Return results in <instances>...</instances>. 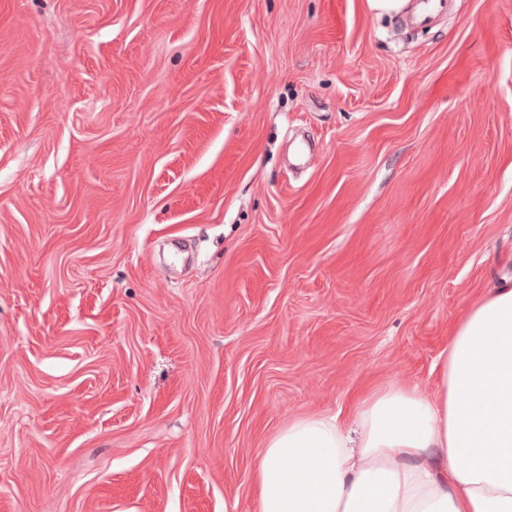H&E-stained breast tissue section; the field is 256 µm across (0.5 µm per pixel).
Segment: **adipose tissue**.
Here are the masks:
<instances>
[{"mask_svg":"<svg viewBox=\"0 0 512 512\" xmlns=\"http://www.w3.org/2000/svg\"><path fill=\"white\" fill-rule=\"evenodd\" d=\"M253 488L255 512H512V285L455 325L434 393L394 381L350 421L293 419Z\"/></svg>","mask_w":512,"mask_h":512,"instance_id":"ef3b65f1","label":"adipose tissue"}]
</instances>
